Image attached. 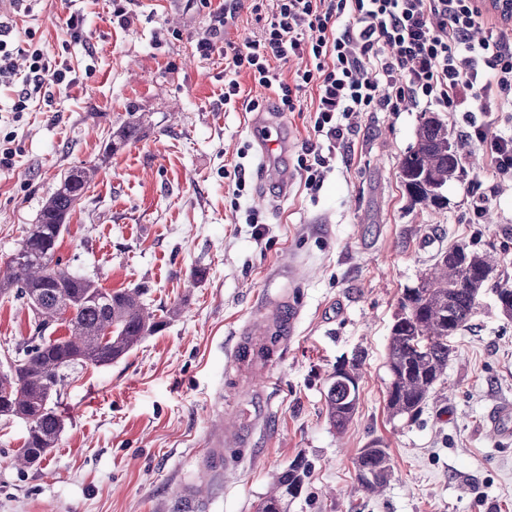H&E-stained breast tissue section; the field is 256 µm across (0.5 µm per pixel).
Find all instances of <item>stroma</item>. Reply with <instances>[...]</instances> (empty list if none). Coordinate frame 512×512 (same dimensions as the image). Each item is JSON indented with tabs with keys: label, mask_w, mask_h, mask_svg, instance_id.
Here are the masks:
<instances>
[{
	"label": "stroma",
	"mask_w": 512,
	"mask_h": 512,
	"mask_svg": "<svg viewBox=\"0 0 512 512\" xmlns=\"http://www.w3.org/2000/svg\"><path fill=\"white\" fill-rule=\"evenodd\" d=\"M71 12L83 18L81 37L61 23ZM18 23L81 79L20 114L15 92L0 93V140L11 137L14 151L0 167V270L64 176L93 167L62 264L104 288H148L165 325L109 365L69 370L65 428L42 463L15 467L26 426L0 418V512H185V486L195 512H256L297 459L308 474L288 512H512V437L487 425L493 408L512 405V318L496 311L492 288L417 418L386 407L399 299L434 257L465 244L494 253L512 280V177L474 144L442 206L412 204L399 166L425 108L411 104L361 113L307 189L309 113L249 111V100L275 94L246 71L225 109L224 53H198L210 20L196 0H135L123 23L112 0H41ZM262 119L285 140L265 154ZM130 122L139 138L106 152ZM478 204L487 218L475 217ZM283 296L300 310L293 335L262 367L232 362L250 342L244 328ZM33 334L28 307L0 298V354ZM355 357L359 403L339 434L325 393L337 362ZM374 439L393 465L377 496L358 491L354 468Z\"/></svg>",
	"instance_id": "1"
}]
</instances>
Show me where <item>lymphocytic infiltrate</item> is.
<instances>
[{"label":"lymphocytic infiltrate","instance_id":"lymphocytic-infiltrate-1","mask_svg":"<svg viewBox=\"0 0 512 512\" xmlns=\"http://www.w3.org/2000/svg\"><path fill=\"white\" fill-rule=\"evenodd\" d=\"M208 10L211 26L196 44L209 57L217 39L235 24L239 0H224ZM253 0L251 14L261 24L259 39L224 44V102L240 94L237 76L249 71L255 82L276 95L280 112L302 111L301 93L315 87L310 109L321 147H310L306 184L317 189L323 151L342 146L354 118L364 112H398L406 102L455 112L466 102L483 112H512V35L489 28L473 40L483 20L479 0ZM33 11V0H10L0 13V88L17 89L13 111L44 97L45 83L66 89L78 81L72 67L44 49L33 28L21 29L16 18ZM25 56L18 75L15 56ZM307 58L294 81L282 78L277 61ZM465 144L482 146L492 167L512 176V136L485 123L467 133Z\"/></svg>","mask_w":512,"mask_h":512}]
</instances>
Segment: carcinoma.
I'll return each instance as SVG.
<instances>
[{"label": "carcinoma", "mask_w": 512, "mask_h": 512, "mask_svg": "<svg viewBox=\"0 0 512 512\" xmlns=\"http://www.w3.org/2000/svg\"><path fill=\"white\" fill-rule=\"evenodd\" d=\"M140 126L134 122L113 134L109 149L114 151L138 138ZM448 126L433 118L422 117L417 140L400 161V178L416 203H444L438 190L458 177L463 170L459 150H448ZM96 173L81 168L63 181L42 208L38 223L23 239L20 249L24 261L10 259L0 271V294L15 290L14 299L29 300L35 295L41 304L35 335L15 351V375L7 381L8 403L0 408L6 418L30 421L16 462L28 465L35 457L54 447L64 428L63 415L44 411L47 388L57 387L65 370L91 361L96 366L109 364L136 348L154 334L164 321L155 318L144 302L145 288L112 291L95 281L77 275L62 266L57 249L67 231L66 220L83 197ZM458 251L466 253L472 267L495 265L492 256L455 245L437 255L425 271L427 282L408 288L389 337L387 366V409L393 417L415 419L429 394L442 381L452 349L448 339L465 329L480 305L487 283L474 284L459 262L452 259ZM66 327L64 336H47L52 324ZM350 373L334 375L325 394L329 421L343 432L351 421L358 397L360 360L347 362ZM375 447L363 449L355 462L359 487L367 494L380 492L392 476V460L387 446L379 439ZM307 475L301 463H292L277 474L270 494L257 512H287L288 499L300 494Z\"/></svg>", "instance_id": "carcinoma-1"}]
</instances>
